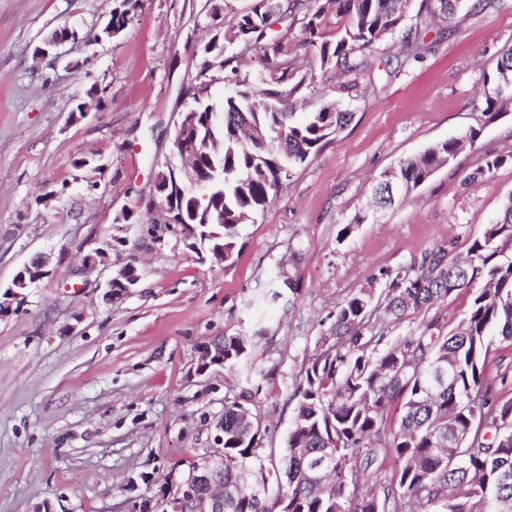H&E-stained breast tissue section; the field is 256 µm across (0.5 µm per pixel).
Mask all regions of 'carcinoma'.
<instances>
[{"label":"carcinoma","instance_id":"1","mask_svg":"<svg viewBox=\"0 0 512 512\" xmlns=\"http://www.w3.org/2000/svg\"><path fill=\"white\" fill-rule=\"evenodd\" d=\"M120 7L103 32H121L134 18L139 0ZM408 0H254L203 47L200 75L230 69L235 89L220 101L207 88L193 95L189 112L210 124L209 144L200 157L215 164L211 200L224 206L226 263L235 260L241 226L256 223L283 181L349 125L353 113L308 112L298 118L294 99L314 81L297 76L296 51L304 46L322 70L346 77L340 93L357 98L367 54L404 20ZM347 20L334 41L325 39L327 17ZM302 18V40L292 25L268 36L272 17ZM450 0H430L415 26L400 41L396 56L385 61L386 75L422 58L426 30L449 22ZM263 45L266 75L241 71L230 47ZM486 107L477 125L433 144L398 165L393 181L409 195L469 144L481 126L512 104V49L504 51L492 83L485 84ZM267 132V146L256 148L235 127L241 115ZM466 290L470 304L449 326L426 318L437 302ZM417 321L409 335L380 348L388 333L405 321ZM252 336L224 339V366L251 371ZM512 195L499 216L472 239L466 253L438 245L421 261L389 275L380 294L363 288L336 307L330 335L310 359L297 388L298 398L286 454L278 468L264 462L261 416L243 404L245 394L224 399V512H390L406 498L417 512H497L512 502ZM328 455L336 468L310 465ZM268 486L260 499L251 487Z\"/></svg>","mask_w":512,"mask_h":512}]
</instances>
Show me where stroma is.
<instances>
[{
  "label": "stroma",
  "instance_id": "obj_1",
  "mask_svg": "<svg viewBox=\"0 0 512 512\" xmlns=\"http://www.w3.org/2000/svg\"><path fill=\"white\" fill-rule=\"evenodd\" d=\"M252 0H139L119 36L102 28L117 0H0V287L38 254L48 275L0 315V512H135L157 506L168 473L215 445L224 399L248 383L201 348L253 337L267 466L292 427L296 387L362 288L436 244L465 251L512 194V111L400 205L370 207L399 162L476 124L483 84L512 46V0L456 11L420 61L348 102L337 141L284 181L243 225L233 265L213 262L158 208L155 177L200 85L202 49ZM64 32L60 55L43 54ZM503 156L493 175L479 159ZM348 236H341L344 226ZM106 249L104 265L83 256ZM131 267L137 283L105 301ZM295 288L271 301L279 271Z\"/></svg>",
  "mask_w": 512,
  "mask_h": 512
}]
</instances>
